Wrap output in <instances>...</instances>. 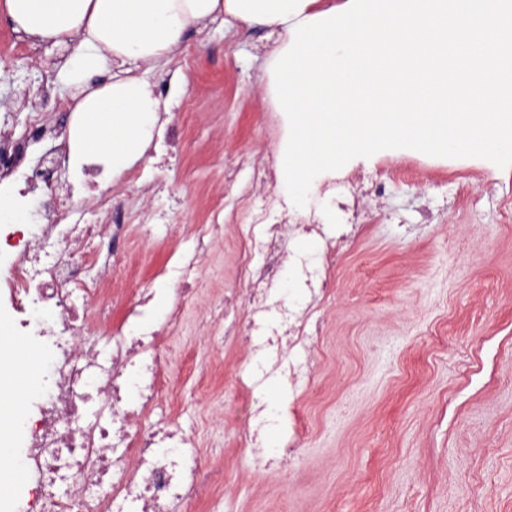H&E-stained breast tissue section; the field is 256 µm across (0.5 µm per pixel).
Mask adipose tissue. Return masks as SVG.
Returning <instances> with one entry per match:
<instances>
[{
    "instance_id": "ef3b65f1",
    "label": "adipose tissue",
    "mask_w": 512,
    "mask_h": 512,
    "mask_svg": "<svg viewBox=\"0 0 512 512\" xmlns=\"http://www.w3.org/2000/svg\"><path fill=\"white\" fill-rule=\"evenodd\" d=\"M335 5L336 0H5L15 32L26 38L55 46L79 38L61 76L82 79L107 63L118 66L111 82L76 103L67 134L72 169L98 157L116 180L144 156L163 110L150 84L135 76L139 64L180 51L190 26L221 15L268 28L278 52L288 45L294 23Z\"/></svg>"
}]
</instances>
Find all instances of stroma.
I'll list each match as a JSON object with an SVG mask.
<instances>
[{
    "label": "stroma",
    "mask_w": 512,
    "mask_h": 512,
    "mask_svg": "<svg viewBox=\"0 0 512 512\" xmlns=\"http://www.w3.org/2000/svg\"><path fill=\"white\" fill-rule=\"evenodd\" d=\"M265 30L231 17L190 27L184 49L141 65L178 122L188 152L156 141L110 190L122 208L121 271L93 261L102 298L149 288L193 245L194 225L224 206V241L197 274L198 298L168 332L169 418L191 428L204 464L226 478L209 498L175 512H512V166L477 157L399 152L339 170L346 181L391 180L355 251L338 261L327 321L307 388L295 397L299 453L255 469L237 441L248 399L247 359L200 329L202 310L235 283L248 202L272 198L258 169H273L281 116L265 91ZM70 47L20 38L0 6V138L21 140L49 122L68 127L85 83L59 80Z\"/></svg>",
    "instance_id": "1"
}]
</instances>
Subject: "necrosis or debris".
I'll use <instances>...</instances> for the list:
<instances>
[{
	"label": "necrosis or debris",
	"mask_w": 512,
	"mask_h": 512,
	"mask_svg": "<svg viewBox=\"0 0 512 512\" xmlns=\"http://www.w3.org/2000/svg\"><path fill=\"white\" fill-rule=\"evenodd\" d=\"M40 177L51 197L46 223L31 225L16 243L0 287L20 309L52 312L54 324L32 326L36 344L51 356L42 375L43 399L29 430L26 460L38 474L29 492V512H175L176 506L201 499L209 475L202 467L189 431L159 412L168 402L167 374L159 331L144 324L153 297L140 292L123 309L117 331L100 344L85 338L96 310V285L82 274L86 258L80 241L110 236L120 242L124 226L76 222L71 201H56L59 188L52 170ZM351 233L335 236L331 225L314 214L291 215L272 222L270 211L253 215L243 245L238 280L224 291V309L236 318L225 337L251 357L243 386L251 391L238 437L255 467L295 455L303 444L297 425H285L278 405L257 395L271 378L289 390L301 387L313 371L308 355L318 341L322 309L336 286L340 254L357 244L367 205L362 195L345 196ZM313 236L324 243L322 264L287 247V237ZM224 227L200 224L194 251L167 266L174 281L175 308L167 325H177L180 304L196 295L195 274ZM293 265L308 288L310 301L300 307L277 295L279 274ZM282 429V444H266L267 429Z\"/></svg>",
	"instance_id": "1"
}]
</instances>
